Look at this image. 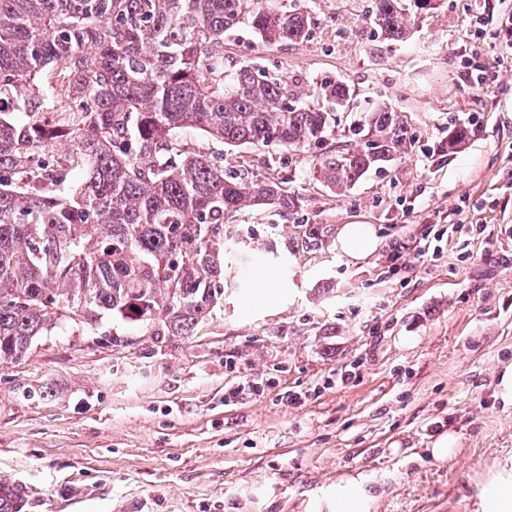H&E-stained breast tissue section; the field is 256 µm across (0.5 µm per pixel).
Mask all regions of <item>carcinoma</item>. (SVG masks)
<instances>
[{"label": "carcinoma", "instance_id": "carcinoma-1", "mask_svg": "<svg viewBox=\"0 0 512 512\" xmlns=\"http://www.w3.org/2000/svg\"><path fill=\"white\" fill-rule=\"evenodd\" d=\"M431 0H374L371 25L404 41ZM247 25L265 42L304 44L313 16L300 0H0V362L68 322L95 335L118 313L156 336H188L224 298V261L254 256L224 219L248 207L289 211L275 181L224 172L223 158L176 148L188 130L229 146L290 151L326 140L353 89L320 83L323 106L251 66L224 70L212 47ZM45 107L74 104L71 150L52 127L5 100L22 87ZM353 135L370 148L328 153L315 167L346 191L406 144L400 113L378 105ZM472 127L450 132L451 156ZM78 187L58 194L68 174Z\"/></svg>", "mask_w": 512, "mask_h": 512}]
</instances>
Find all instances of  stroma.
<instances>
[{"label":"stroma","mask_w":512,"mask_h":512,"mask_svg":"<svg viewBox=\"0 0 512 512\" xmlns=\"http://www.w3.org/2000/svg\"><path fill=\"white\" fill-rule=\"evenodd\" d=\"M301 3L306 44L244 25L224 66L263 69L309 103L323 80L349 83L327 142L283 161L180 139L298 198L232 216L258 264L225 269L224 303L192 335L62 323L0 364V469L31 488V512H316L359 472L374 479L369 512H474L481 473L512 459V407L496 396L512 363V48L497 35L512 0H435L403 42L376 38L373 0ZM476 48L480 86L464 70ZM384 102L407 128L399 159L343 194L318 181L322 153L359 149L350 123ZM472 120L463 149L439 156ZM347 224L375 229L363 259L336 247ZM244 381L259 394L225 404ZM289 391L300 400L282 402ZM441 432L458 437L454 458L430 456Z\"/></svg>","instance_id":"35a3bbf8"}]
</instances>
